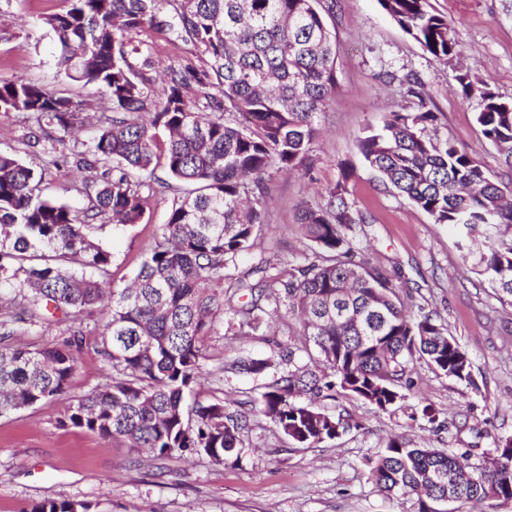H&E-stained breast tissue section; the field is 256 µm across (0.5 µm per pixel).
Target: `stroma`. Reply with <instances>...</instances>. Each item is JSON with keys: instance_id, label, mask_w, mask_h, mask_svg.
<instances>
[{"instance_id": "obj_1", "label": "stroma", "mask_w": 512, "mask_h": 512, "mask_svg": "<svg viewBox=\"0 0 512 512\" xmlns=\"http://www.w3.org/2000/svg\"><path fill=\"white\" fill-rule=\"evenodd\" d=\"M429 2L452 24L461 57L435 60L378 0H336L327 23L336 32L338 86L320 115L322 133L310 167L266 175L265 224L235 275L254 284L258 264L283 273L309 254L298 211L322 203L340 178L341 164H350L355 175L348 183L349 198L365 218L351 234L356 260L386 277L407 307L423 306L440 315L471 358L473 385L417 360L413 387L402 404L380 411L354 397L329 403V410L358 421L359 429L298 448L257 410L265 385L287 368L278 351L294 341V320L283 312L246 336L227 325L208 342L195 392L200 401L221 395L250 411L242 460L233 465L198 455L161 459L60 424L71 403L112 375L97 351L102 317L96 314L83 320L86 339L68 394L0 417V512H30L45 499L88 502L93 512H417L415 496L386 495L368 477L369 460L388 438L401 436L453 454L467 450L477 465L492 454L495 439L512 437V307L501 304L477 275L476 257H463L456 231L433 223L386 189L356 147L359 137L382 126L386 114L412 109L407 87L414 78L438 115V136L465 146L495 180L512 181V169L503 165L476 123L479 95H463L457 81L459 72L466 71L477 86L512 99V0ZM60 7L59 0H0V80L65 91L92 118L105 108L101 94L66 77L57 39L44 23ZM196 54L191 43L176 36H154L149 56L156 92L164 90L159 77L168 64ZM37 128L32 115L0 112V150L44 168L48 195L81 205L85 173L76 168L73 155L83 151L87 134L67 139L49 155L29 143ZM172 198L168 191L152 200L141 223L91 226L90 238L112 253V283L128 282L148 255ZM248 357L270 358L274 365L260 375L231 371L233 362ZM426 404L445 420L442 432L432 433L424 421L412 419L414 409Z\"/></svg>"}]
</instances>
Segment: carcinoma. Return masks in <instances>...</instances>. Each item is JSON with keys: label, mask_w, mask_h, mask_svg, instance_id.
I'll return each mask as SVG.
<instances>
[{"label": "carcinoma", "mask_w": 512, "mask_h": 512, "mask_svg": "<svg viewBox=\"0 0 512 512\" xmlns=\"http://www.w3.org/2000/svg\"><path fill=\"white\" fill-rule=\"evenodd\" d=\"M335 0H62L45 18L68 78L98 87L111 112L92 126L88 151L74 161L102 173L86 178L80 207L42 195L44 171L0 151V416L65 396L85 341L78 326L62 344H15L44 335L53 322L106 312L97 352L112 380L69 406L63 426L84 428L158 457L199 453L241 461L247 415L224 399L188 404L202 374L207 341L224 320V282L249 254L264 224L260 194L270 170L306 166L318 137L316 118L336 89V34L325 22ZM381 8L438 61L461 54L445 16L429 0H378ZM174 34L192 42L197 61L163 71L155 95L149 45L141 35ZM479 93L482 136L512 167V100L457 76ZM409 82L412 112H391L358 141L364 163L435 224L478 249L477 274L512 306V182L495 181L466 149L428 133L437 121ZM0 112L35 116V142L61 144L84 126L81 103L42 85L0 82ZM158 167L187 186L172 200L167 223L131 281H106L112 253L89 239L100 221L141 222L156 190L144 174ZM353 169L323 205L298 223L312 256L285 275L261 277L251 301L235 310L239 328L256 329L268 307H284L302 340L281 359L308 363L279 374L260 396V411L297 447L310 448L358 429L321 402L357 397L386 411L406 398L410 363L423 359L442 375L473 384L468 352L432 311H405L394 287L354 259L348 236L365 218L348 201ZM77 261L91 273L70 270ZM235 279V278H233ZM236 287L245 288L242 279ZM267 359L237 364L262 374ZM380 491L417 497L418 512L444 500L512 502V438L497 441L478 466L437 448L389 439L370 462ZM31 512H91V505L43 500Z\"/></svg>", "instance_id": "obj_1"}]
</instances>
